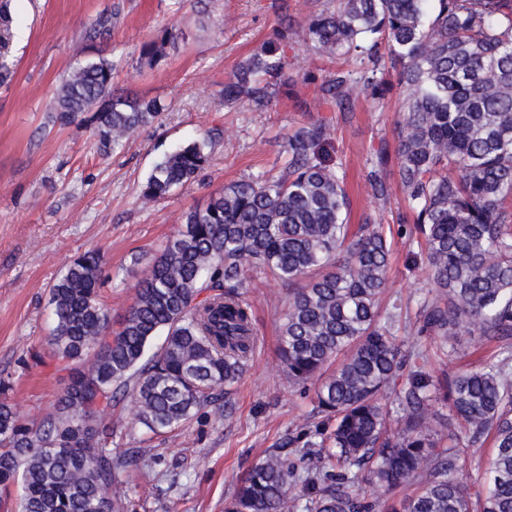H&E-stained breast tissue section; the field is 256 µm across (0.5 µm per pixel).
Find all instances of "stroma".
Here are the masks:
<instances>
[{"instance_id":"35a3bbf8","label":"stroma","mask_w":512,"mask_h":512,"mask_svg":"<svg viewBox=\"0 0 512 512\" xmlns=\"http://www.w3.org/2000/svg\"><path fill=\"white\" fill-rule=\"evenodd\" d=\"M276 2L12 0V27L26 36L10 39L11 76L0 83V377H10L9 401L26 421L39 422L64 387L63 372L46 355V338L53 323L49 288L70 260L95 247L104 250L108 278L99 299L120 323L185 211L204 205L224 185L286 165L278 134L309 120L334 127L328 153L346 173L351 224L369 217L389 224L405 211L396 188L398 93L380 106L363 97L342 111L318 100L327 72L352 67V59L317 58L303 38H294L288 83L269 111L225 105V76L274 37L282 13L302 22L337 6L336 0H287L283 11ZM106 15L109 34L91 37L96 20ZM167 29L179 32L177 44L166 46L155 63L141 59V44ZM101 56L116 62L117 88L164 106L152 126L106 157L83 126L61 125L53 112L67 75ZM214 127L224 135L212 144L201 176L143 204L141 188L157 158ZM382 151L394 186L384 205L370 200L364 187L370 161ZM429 287L417 247L394 237L384 301L401 306L397 337L405 346L417 341L408 319ZM247 299L256 350L223 423L214 424L206 408L186 425L155 435L135 422L129 399L102 412L115 426L113 455L128 460L116 486L125 512H224L242 474L260 456L281 451L312 410L313 388L289 383L280 364L285 288L259 280Z\"/></svg>"}]
</instances>
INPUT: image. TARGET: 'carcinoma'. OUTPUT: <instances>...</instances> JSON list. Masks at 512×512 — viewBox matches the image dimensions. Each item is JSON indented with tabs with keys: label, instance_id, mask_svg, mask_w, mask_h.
Listing matches in <instances>:
<instances>
[{
	"label": "carcinoma",
	"instance_id": "obj_1",
	"mask_svg": "<svg viewBox=\"0 0 512 512\" xmlns=\"http://www.w3.org/2000/svg\"><path fill=\"white\" fill-rule=\"evenodd\" d=\"M311 15L304 40L328 60L352 56L356 70L328 72L323 103L341 110L361 96L381 104L402 96L397 158L400 188L415 224L432 288L416 335L448 357L461 335L496 343L476 369L436 381L425 347L397 342V304L380 311L388 288L391 238L380 222L353 227L344 172L317 160L334 128L304 122L285 134L288 166L230 183L183 216L153 258L119 330L99 301L104 257H75L51 288L52 355L70 382L54 410L34 425L8 401L0 378V490L21 485L16 512H124L118 462L107 447L112 422L98 416L118 396L136 421L158 433L179 426L229 394L255 350L247 289L262 274L286 287L280 331L283 372L315 385L313 421L285 445L307 461L299 473L269 453L237 483L225 512H512V0H338ZM287 24L224 79V103L249 112L272 107L288 82ZM178 35L142 44L153 61ZM117 63L78 65L53 108L80 121L101 154L152 125L161 103L118 92ZM210 129L155 163L140 194L167 198L204 170ZM384 154L371 162L365 191L384 202L391 188ZM205 299H200L203 293ZM162 343L150 350L157 336ZM442 402L464 421L466 438L445 432ZM401 427L393 430L394 411ZM492 438L486 480L470 490L456 477L462 448ZM405 485L417 492L379 504Z\"/></svg>",
	"mask_w": 512,
	"mask_h": 512
}]
</instances>
